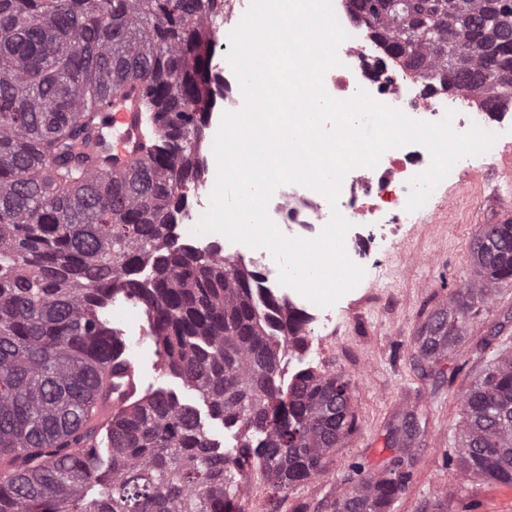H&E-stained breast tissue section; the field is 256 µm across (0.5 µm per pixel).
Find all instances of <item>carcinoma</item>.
I'll return each instance as SVG.
<instances>
[{
    "instance_id": "carcinoma-1",
    "label": "carcinoma",
    "mask_w": 512,
    "mask_h": 512,
    "mask_svg": "<svg viewBox=\"0 0 512 512\" xmlns=\"http://www.w3.org/2000/svg\"><path fill=\"white\" fill-rule=\"evenodd\" d=\"M349 2L402 68L489 111L512 105V0ZM223 14L224 0H0V512H227L248 468L284 494L358 428L343 376L308 367L283 386L304 317L170 231L201 178ZM128 86L144 89L145 157L114 172L103 106ZM472 263L477 280L420 337L426 360L512 280V219L478 230ZM116 292L144 307L164 366L209 416L243 430L233 458L162 390L126 397L108 458L88 449ZM462 410L461 471L512 487L511 353L470 380ZM407 481L365 475L337 512H388Z\"/></svg>"
}]
</instances>
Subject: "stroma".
Wrapping results in <instances>:
<instances>
[{
  "mask_svg": "<svg viewBox=\"0 0 512 512\" xmlns=\"http://www.w3.org/2000/svg\"><path fill=\"white\" fill-rule=\"evenodd\" d=\"M492 149L461 167L454 182L439 184L423 223L403 225L379 249L380 266L333 307L327 330L305 342L314 362L296 353L283 361L285 378L314 366L350 380L358 429L331 454L324 475L293 487L281 499L253 469L233 500L235 512H335L358 482L400 464L410 478L389 512H512V487L465 476L453 462L461 421L460 394L497 354L512 351V284L501 286L469 323L456 352L437 364L419 355L417 338L451 294L474 280L470 251L479 227L512 215V136L499 133ZM142 350L132 351L141 390L162 389L186 403L198 396L164 371L143 306L125 318ZM414 425L411 444L400 428Z\"/></svg>",
  "mask_w": 512,
  "mask_h": 512,
  "instance_id": "stroma-1",
  "label": "stroma"
}]
</instances>
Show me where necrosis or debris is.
<instances>
[{
	"instance_id": "1",
	"label": "necrosis or debris",
	"mask_w": 512,
	"mask_h": 512,
	"mask_svg": "<svg viewBox=\"0 0 512 512\" xmlns=\"http://www.w3.org/2000/svg\"><path fill=\"white\" fill-rule=\"evenodd\" d=\"M333 8L348 34L338 49L340 66L330 69L324 76V87L333 98H350L362 88L376 101L400 108L413 119L428 122L440 121L450 111L454 114L452 128L458 133L467 132L471 125L484 126L493 121L503 129L512 125L498 114L458 111L447 93L423 94L417 90L418 79H400L389 74L376 47L367 41L361 26L349 16L345 0H334ZM430 162V153L422 145L393 148L381 156L375 168L358 167L346 174L337 207H330L326 198L314 190L289 184L274 191L268 203V215L286 236L298 237L307 232L315 237L330 221L332 209H339L351 224L345 236L347 254L359 264L364 260V247L385 241L389 234L397 231L401 217L408 214L409 182L425 171ZM190 244L211 249L229 261L248 260L261 271V287L271 293H281L283 301L305 313L309 323L324 327L331 321L330 309L312 305L296 290H282L279 265L268 250L253 249L205 234L192 238Z\"/></svg>"
}]
</instances>
